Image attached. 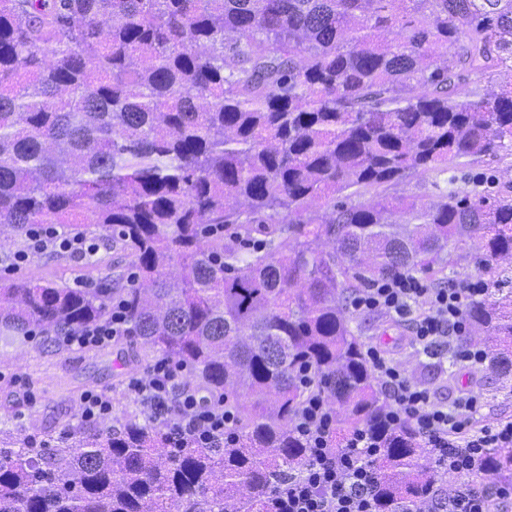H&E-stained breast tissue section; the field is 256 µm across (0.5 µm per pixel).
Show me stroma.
Listing matches in <instances>:
<instances>
[{"label": "stroma", "mask_w": 512, "mask_h": 512, "mask_svg": "<svg viewBox=\"0 0 512 512\" xmlns=\"http://www.w3.org/2000/svg\"><path fill=\"white\" fill-rule=\"evenodd\" d=\"M451 188L492 196L507 192L512 188V155L487 156L478 163L441 174H415L394 185L393 191L431 202ZM82 232L101 244L90 262L44 255L14 272H0V283L49 281L71 288L83 281L96 287L105 282L116 288L130 287L133 267L129 258L104 248L99 228L86 224ZM349 322L363 344L377 343L402 357L410 376L436 390L444 400L452 403L462 393L476 391L482 394L491 414L512 416V378L503 379L492 369L475 373L460 363L449 371L437 370L427 357L410 348L405 329L382 315L353 314ZM155 360V355L146 352L135 336L80 351L63 348L40 336L9 345L0 343V430L17 432L28 439L46 438L80 415V398L87 392L111 396L112 424L120 426L139 412L137 402L126 390L127 380Z\"/></svg>", "instance_id": "35a3bbf8"}]
</instances>
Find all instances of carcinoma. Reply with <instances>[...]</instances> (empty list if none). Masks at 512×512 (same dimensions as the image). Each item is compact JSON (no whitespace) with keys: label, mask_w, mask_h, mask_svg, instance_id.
<instances>
[{"label":"carcinoma","mask_w":512,"mask_h":512,"mask_svg":"<svg viewBox=\"0 0 512 512\" xmlns=\"http://www.w3.org/2000/svg\"><path fill=\"white\" fill-rule=\"evenodd\" d=\"M509 62L512 0H0V228L93 224L137 270L130 288L1 285L0 335L66 336L104 321L116 294L143 345L243 425L230 448L175 452L146 418L64 448H0V512H269L274 478L305 464L301 364L338 433L379 435V512L427 496L419 440L386 424L336 297L471 250L512 259L507 193L358 200L512 152V79L489 98L475 88ZM250 224L272 225L260 249L222 233ZM467 316L512 375V295ZM482 479L512 482V447Z\"/></svg>","instance_id":"carcinoma-1"}]
</instances>
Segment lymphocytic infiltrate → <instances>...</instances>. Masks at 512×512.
Returning <instances> with one entry per match:
<instances>
[{"instance_id": "1", "label": "lymphocytic infiltrate", "mask_w": 512, "mask_h": 512, "mask_svg": "<svg viewBox=\"0 0 512 512\" xmlns=\"http://www.w3.org/2000/svg\"><path fill=\"white\" fill-rule=\"evenodd\" d=\"M98 250L96 242L64 228L34 224L25 233L23 247L0 258V268L11 272L44 254L83 261ZM489 293L488 281L479 276L437 285L405 271L356 289L350 308L358 315L379 313L399 322L418 351L433 356L450 352L459 362L483 369L490 363L486 348L463 345L460 339L469 331L467 309ZM132 334L125 304L116 299L103 323L75 330L60 343L81 350ZM365 354L388 400V426L412 430L435 472L461 478L452 489L438 488L425 498L404 502L398 512H512V483L477 480L490 449L512 447V418L488 417L482 397L471 391L454 404L443 403L435 390L412 381L403 362L382 346H367ZM184 372V367L162 358L131 377L126 389L142 415L159 425L169 447L222 448L237 442L234 409L223 398L200 396L186 383ZM295 380L304 397L292 428L305 445L306 461L299 473L276 479L271 512H378L379 437L361 427L337 439L336 414L311 368H297Z\"/></svg>"}]
</instances>
